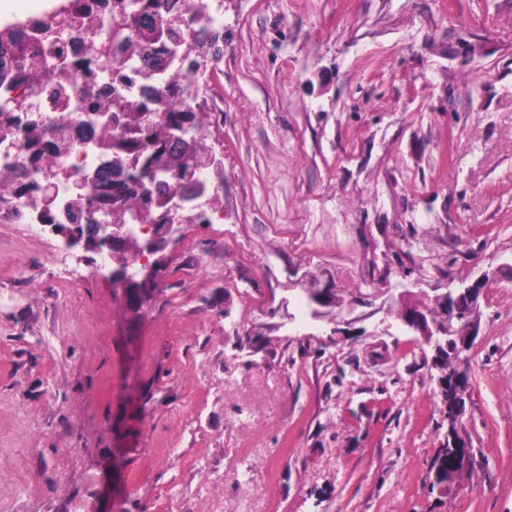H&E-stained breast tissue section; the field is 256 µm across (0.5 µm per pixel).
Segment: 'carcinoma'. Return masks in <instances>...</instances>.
Listing matches in <instances>:
<instances>
[{"label": "carcinoma", "mask_w": 512, "mask_h": 512, "mask_svg": "<svg viewBox=\"0 0 512 512\" xmlns=\"http://www.w3.org/2000/svg\"><path fill=\"white\" fill-rule=\"evenodd\" d=\"M72 0L58 10L30 16L0 27V87L11 93L7 103L16 112H33L48 83L49 64L56 57L67 62L65 47L72 41L86 62L99 63L113 76L126 79L125 70L136 58L145 65L162 70L167 66L170 49H177L189 71L171 73L173 86L164 90L141 87L137 92L114 93L95 98L92 112H104L121 121V131L112 134L111 123H91L90 139L99 158L110 173L119 177L112 194V207L106 221L112 224H158L165 203L153 192V179H167L173 191L184 188L189 166L207 155L211 113L197 101L179 102L173 96L192 94L198 76L214 72L224 57V29L209 25L205 19L208 0H89L87 10L78 12ZM183 134L176 142L170 135ZM33 166L54 169L69 154L67 143L47 138L37 125L28 129ZM103 196H72L69 208L82 224H100ZM140 301L150 297L154 279L149 276L127 284ZM451 355L441 356L444 376L442 396L447 407L448 430H454L459 404L465 401L466 384L452 364ZM472 448L453 440L436 450L429 474L446 492L459 485L469 474L464 462Z\"/></svg>", "instance_id": "carcinoma-1"}]
</instances>
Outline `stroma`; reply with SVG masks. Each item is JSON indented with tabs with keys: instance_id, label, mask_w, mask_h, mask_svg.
I'll return each instance as SVG.
<instances>
[{
	"instance_id": "35a3bbf8",
	"label": "stroma",
	"mask_w": 512,
	"mask_h": 512,
	"mask_svg": "<svg viewBox=\"0 0 512 512\" xmlns=\"http://www.w3.org/2000/svg\"><path fill=\"white\" fill-rule=\"evenodd\" d=\"M207 107L223 206L142 306L0 223V512H512V0H224ZM484 273L441 497V372L386 309Z\"/></svg>"
}]
</instances>
